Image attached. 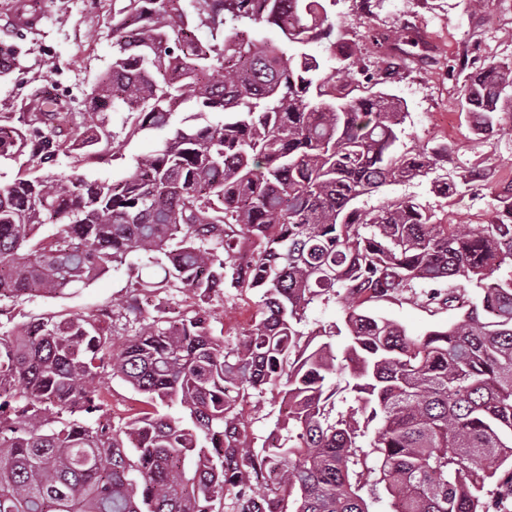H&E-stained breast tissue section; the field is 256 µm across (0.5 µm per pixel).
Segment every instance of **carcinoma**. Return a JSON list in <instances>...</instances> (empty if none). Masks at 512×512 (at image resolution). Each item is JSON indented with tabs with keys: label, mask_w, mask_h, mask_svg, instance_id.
I'll use <instances>...</instances> for the list:
<instances>
[{
	"label": "carcinoma",
	"mask_w": 512,
	"mask_h": 512,
	"mask_svg": "<svg viewBox=\"0 0 512 512\" xmlns=\"http://www.w3.org/2000/svg\"><path fill=\"white\" fill-rule=\"evenodd\" d=\"M334 5L124 0L85 133L63 127L73 111L57 98L18 126L0 115V159L38 167L110 152V112L158 137L118 180L29 169L0 185V299L64 295L133 253L163 272L136 292L260 294L233 347L198 312L155 317L117 349L93 315L0 336V512H503L512 500V183L495 194L502 219L475 228L413 199L356 206L395 182L429 177L445 197L455 184L431 177L428 152L395 153L398 99L337 95L350 73L304 49L331 37ZM259 22L287 44L255 38ZM25 52L10 48L0 78ZM465 102L480 134L512 122V63L469 76ZM441 281L423 299L442 309L479 289L445 328L413 336L368 311ZM331 299L343 326L320 335L344 337L339 352L299 330ZM107 370L144 396L138 417L105 416ZM268 390L285 414L257 450L241 411Z\"/></svg>",
	"instance_id": "1"
}]
</instances>
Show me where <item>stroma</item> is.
<instances>
[{
    "instance_id": "obj_1",
    "label": "stroma",
    "mask_w": 512,
    "mask_h": 512,
    "mask_svg": "<svg viewBox=\"0 0 512 512\" xmlns=\"http://www.w3.org/2000/svg\"><path fill=\"white\" fill-rule=\"evenodd\" d=\"M13 2L0 0V37L19 38L28 54L10 78L0 80V113L17 111L20 103L41 98L51 88L66 87L77 97H86L112 60V13L121 0H28L30 9L43 14L33 29L11 24ZM331 12L335 33L311 44V53L326 59L342 53L354 74L353 83L345 88L349 95L384 90L399 99L407 115L397 152H431L437 174L456 185L455 192L444 198L432 192L425 178L390 184L361 197L359 206L410 198L448 224L496 222L494 194L512 183V125L490 136L476 134L462 100L468 73L491 60L512 62V0H490L481 11L471 10L468 0H336ZM408 33L418 41L414 54L401 61L393 76H385L390 60L387 42ZM153 147V140L137 136L122 147L120 156L105 153L79 166L62 157L52 171L60 177L80 173L90 180L118 178L134 157ZM133 262V269H120L63 297L0 301V334L46 315L107 311L114 337L123 339L134 335L143 321L173 318L191 305L230 346L255 320L259 296L247 288L204 300L187 291L162 288L140 312H129L137 276L153 272L147 258L137 256ZM371 312L399 323L412 335L447 326L452 317L451 312L426 306L407 294L374 303ZM99 387L114 418L134 417L142 407L141 394L120 377L102 374ZM279 408L280 398L274 393L250 398L242 420L256 444H263L275 430Z\"/></svg>"
}]
</instances>
